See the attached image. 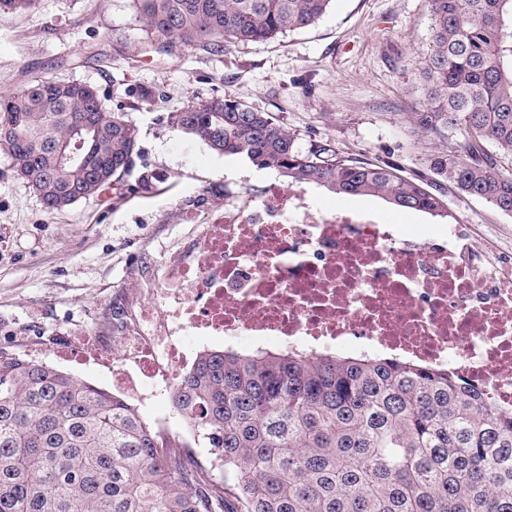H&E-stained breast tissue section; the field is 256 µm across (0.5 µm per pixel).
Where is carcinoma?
Returning <instances> with one entry per match:
<instances>
[{"instance_id": "obj_1", "label": "carcinoma", "mask_w": 512, "mask_h": 512, "mask_svg": "<svg viewBox=\"0 0 512 512\" xmlns=\"http://www.w3.org/2000/svg\"><path fill=\"white\" fill-rule=\"evenodd\" d=\"M332 0H132L145 51H224L316 24ZM428 47L413 64L419 129L460 130L431 160L461 195L512 214V0H429ZM36 0H0V14ZM224 155L297 187L377 196L448 216L444 200L391 165L301 150L269 112L224 97L171 116ZM0 149L60 212L120 188L135 129L91 86L34 77L0 94ZM175 413L224 463L227 486L139 411L56 367L0 356V512H512V415L469 381L363 352L211 350L171 395Z\"/></svg>"}]
</instances>
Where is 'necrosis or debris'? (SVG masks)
<instances>
[{
  "label": "necrosis or debris",
  "instance_id": "4bbe7bcc",
  "mask_svg": "<svg viewBox=\"0 0 512 512\" xmlns=\"http://www.w3.org/2000/svg\"><path fill=\"white\" fill-rule=\"evenodd\" d=\"M475 243L459 260L444 244L422 247L366 219L331 216L294 191L255 205L225 204L175 250L151 290L158 304L118 318L121 361L105 340L63 359L111 368L125 402L144 399L141 379L169 386L188 369L182 336L274 339L287 348L392 351L445 365L474 383L499 412L512 411V262L473 270Z\"/></svg>",
  "mask_w": 512,
  "mask_h": 512
}]
</instances>
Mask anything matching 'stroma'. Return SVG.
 <instances>
[{
    "label": "stroma",
    "instance_id": "1",
    "mask_svg": "<svg viewBox=\"0 0 512 512\" xmlns=\"http://www.w3.org/2000/svg\"><path fill=\"white\" fill-rule=\"evenodd\" d=\"M429 26L428 0H332L317 25L268 43L144 55L130 0H38L31 12L1 14L0 94L26 74L89 85L135 126L140 156L122 190L50 214L0 151V354L105 385L107 373L61 362L60 338L111 332L120 306L133 316L136 302L123 299L131 284L225 201L287 188L273 170L216 153L170 123L214 96L271 113L300 148L327 143L395 166L441 196L449 216L306 187L315 207L377 217L421 243L444 239L454 255L470 235L512 252V216L460 195L430 168L459 132L427 135L410 117L421 90L407 64L421 59Z\"/></svg>",
    "mask_w": 512,
    "mask_h": 512
}]
</instances>
